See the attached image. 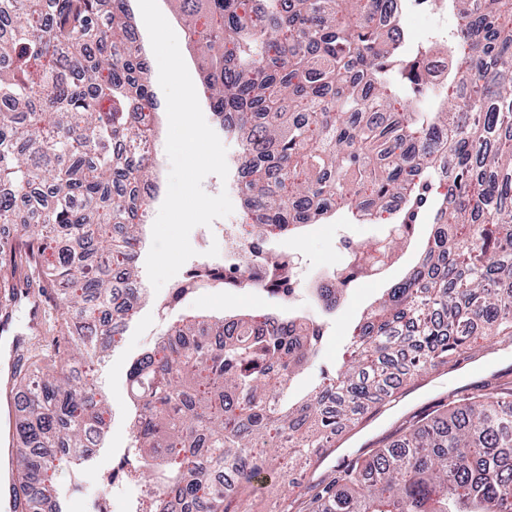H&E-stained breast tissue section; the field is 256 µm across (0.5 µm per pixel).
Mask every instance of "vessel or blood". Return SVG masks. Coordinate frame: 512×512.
Returning a JSON list of instances; mask_svg holds the SVG:
<instances>
[{"label": "vessel or blood", "instance_id": "b4317fda", "mask_svg": "<svg viewBox=\"0 0 512 512\" xmlns=\"http://www.w3.org/2000/svg\"><path fill=\"white\" fill-rule=\"evenodd\" d=\"M12 316L0 315V386L6 388L7 394L0 401V512H19L20 502L16 501V485L13 466L16 400L11 392L14 372L23 359L22 340L11 327Z\"/></svg>", "mask_w": 512, "mask_h": 512}]
</instances>
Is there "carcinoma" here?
<instances>
[{
    "instance_id": "1",
    "label": "carcinoma",
    "mask_w": 512,
    "mask_h": 512,
    "mask_svg": "<svg viewBox=\"0 0 512 512\" xmlns=\"http://www.w3.org/2000/svg\"><path fill=\"white\" fill-rule=\"evenodd\" d=\"M128 0H0V222L33 223L0 248V288L17 273L65 286L62 315L89 326L114 303L135 309L136 247L152 197L143 110L155 109L149 62L128 38ZM201 61L204 100L238 138L248 240L266 227L300 228L324 215L391 212L386 244L346 246L319 289L329 314L377 253L411 241L420 215L433 230L412 272L353 327L342 362L321 370L307 397L287 401L314 364L323 323L276 313L224 321L198 315L162 337L130 369L134 444L119 464L152 494L151 512H239L237 498L323 448L342 425L391 402L394 383L448 363L474 328L512 338V0H430L455 24L437 33L445 82L423 46L403 49L395 0H168ZM448 182L447 193L438 192ZM73 248L40 259L57 237ZM261 276L224 286L283 297L294 256L267 249ZM213 286L194 267L174 300ZM99 322V321H97ZM113 345L106 321L74 338L57 371L15 379L24 418L14 467L27 512L39 471L73 466L108 428L107 399L76 379ZM224 469L232 484L211 480ZM308 512H512V398L472 394L344 471Z\"/></svg>"
}]
</instances>
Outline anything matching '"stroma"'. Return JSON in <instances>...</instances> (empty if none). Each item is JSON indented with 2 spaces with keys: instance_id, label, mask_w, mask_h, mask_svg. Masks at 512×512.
I'll return each instance as SVG.
<instances>
[{
  "instance_id": "1",
  "label": "stroma",
  "mask_w": 512,
  "mask_h": 512,
  "mask_svg": "<svg viewBox=\"0 0 512 512\" xmlns=\"http://www.w3.org/2000/svg\"><path fill=\"white\" fill-rule=\"evenodd\" d=\"M390 229V224L380 218L360 223L337 213L309 225L302 237L274 238L273 248L293 254L296 260L302 296L294 302L273 298L253 288H211L169 307L164 303L163 293H151L137 307L127 330L106 361L97 368L98 385L108 399L112 421L107 437L89 462L90 468L102 472L110 470L128 448L127 373L133 358L151 348L163 330L181 317L200 312L230 316L273 310L286 315L313 317L319 308L311 290L322 276L344 261L345 243L372 241L385 236ZM417 258V250L413 247L396 252L385 259L378 271L349 285L336 312L325 320L321 366L335 364L348 342L351 326L387 288L404 276ZM30 283L46 303L47 319L40 332L29 333L25 361L39 363L49 370L66 352L70 341L57 306L62 287L50 285L36 276ZM472 341V350L453 357L448 365L404 383L400 389L401 397L394 405L369 412L364 424L338 433L333 449H317L309 464L294 467L288 477L295 483L292 499H297V507H290V499H284L279 486L256 482L243 491L238 502L241 512H302V504L310 502L312 496L339 471L354 462L369 460L377 448L408 431L417 417L445 413L449 403L486 386L505 393L512 391V340L489 341L483 329L478 328L473 332ZM48 479L53 486L65 491L70 512H84L87 502L100 492L98 483L92 480L78 482L76 472L66 467L49 473Z\"/></svg>"
}]
</instances>
